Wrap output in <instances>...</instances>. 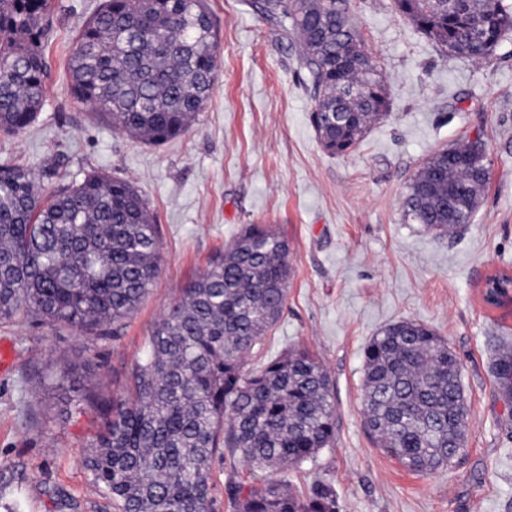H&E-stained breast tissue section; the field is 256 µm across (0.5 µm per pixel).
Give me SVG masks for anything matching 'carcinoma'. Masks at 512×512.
Masks as SVG:
<instances>
[{"label":"carcinoma","instance_id":"1","mask_svg":"<svg viewBox=\"0 0 512 512\" xmlns=\"http://www.w3.org/2000/svg\"><path fill=\"white\" fill-rule=\"evenodd\" d=\"M444 52L491 58L512 32L504 0H395ZM291 19L315 94L312 124L331 155L355 147L387 110L381 72L347 0H265ZM52 0H0V130L20 133L46 95L43 43ZM217 32L207 0H103L77 33L71 91L96 117L160 145L185 133L216 79ZM490 160L465 141L421 164L404 221L451 233L471 223ZM287 241L248 224L191 281L154 327L126 395L102 405V430L83 464L115 512H216L212 464L227 448L280 474L316 460L336 440V406L322 363L294 349L257 369L244 362L276 323L288 291ZM159 273L154 217L134 184L92 172L46 195L32 172L0 164V320L31 314L80 330L119 326ZM495 304L509 302L512 277ZM495 383L512 399V352ZM363 409L374 441L404 468L450 467L465 449L467 400L459 364L432 330L404 320L365 349ZM232 512H338L325 482L297 495L283 478L230 486Z\"/></svg>","mask_w":512,"mask_h":512}]
</instances>
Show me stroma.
Wrapping results in <instances>:
<instances>
[{"instance_id":"35a3bbf8","label":"stroma","mask_w":512,"mask_h":512,"mask_svg":"<svg viewBox=\"0 0 512 512\" xmlns=\"http://www.w3.org/2000/svg\"><path fill=\"white\" fill-rule=\"evenodd\" d=\"M220 47L210 99L189 130L144 144L93 117L70 91L73 38L102 0H54L44 44L47 95L33 127L0 132V164L31 168L44 192L99 172L133 182L157 224L160 271L118 334L100 338L33 315L0 321V512H113L82 465L133 362L182 290L248 224L288 241L291 274L277 323L246 360L257 368L300 347L325 366L336 440L290 471L294 492L333 484L339 512H512V402L493 366L512 349V303L483 300L487 276L512 273V38L485 61L441 51L395 0H349L380 67L389 111L348 154L329 155L293 32L264 0H208ZM481 136L490 178L471 224L452 234L403 220L407 187L439 148ZM411 320L456 354L468 404L466 449L448 468L416 474L376 448L361 410L364 350ZM76 368L81 389L56 376ZM218 500L271 477L219 451Z\"/></svg>"}]
</instances>
